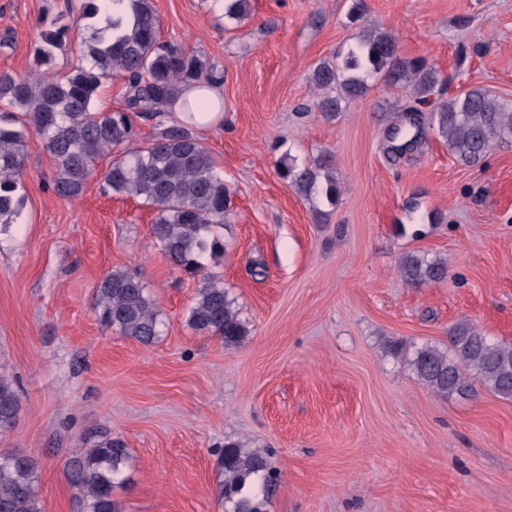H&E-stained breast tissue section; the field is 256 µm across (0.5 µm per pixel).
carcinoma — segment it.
<instances>
[{
    "mask_svg": "<svg viewBox=\"0 0 512 512\" xmlns=\"http://www.w3.org/2000/svg\"><path fill=\"white\" fill-rule=\"evenodd\" d=\"M79 2V19H100L85 42L90 65L50 72L57 52L67 47L69 26L63 24L41 32L33 73H0V233L8 231L24 205L20 178L30 133L41 137L54 165L49 185L64 200L81 196L96 173L97 160L109 156L101 173L105 190L149 206L155 213L152 237L174 269L200 278L188 326L226 345L237 344L248 330L235 299L202 263L206 255L224 253L218 229L230 203L212 154L180 123L160 128L145 145L134 146L133 117L148 119L173 108L182 90L210 83L213 75L193 51L159 40L152 0H112V11L124 3L131 11V30L123 34L124 18L102 12L105 0ZM249 10V0H224L229 19L239 20ZM114 72L127 76L129 94L123 109L104 111L96 102L104 80ZM372 79L390 88H411L414 102L421 104L434 93L439 74L424 57L403 55L392 32L368 25L346 58L314 68L311 82L319 110L334 116L343 105L366 96ZM434 118L448 151L465 165L482 160L494 142L512 138V101L492 98L478 87L448 99ZM278 173L305 199L314 202L322 195L328 204H336L340 187L328 157L300 167L286 154ZM399 272L414 288L447 275L442 261L414 252L401 257ZM92 311L103 329L143 345L153 344L159 335L160 311L145 284L126 269L102 277ZM412 365L419 380L438 396H471L474 376L499 397L512 400V343L490 339L471 322L452 327L447 349L417 350ZM20 408L11 381L0 376V433L15 427ZM128 460L126 442L105 435L73 461L72 477L83 491L82 512H122L115 490L125 481ZM217 468L216 495L224 512H263L278 482L263 452L228 441ZM37 479L38 467L28 455L0 454V512H43Z\"/></svg>",
    "mask_w": 512,
    "mask_h": 512,
    "instance_id": "cac0c4a2",
    "label": "carcinoma"
}]
</instances>
